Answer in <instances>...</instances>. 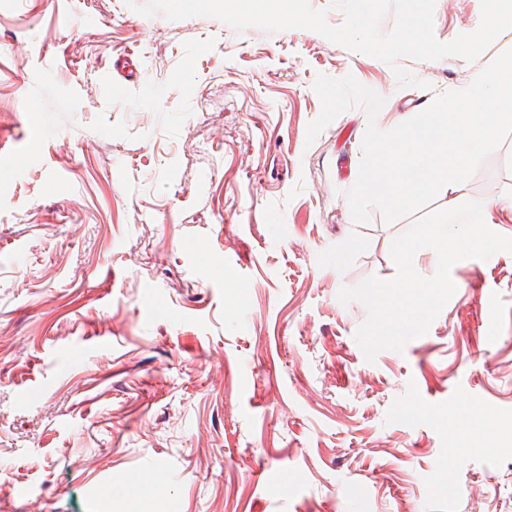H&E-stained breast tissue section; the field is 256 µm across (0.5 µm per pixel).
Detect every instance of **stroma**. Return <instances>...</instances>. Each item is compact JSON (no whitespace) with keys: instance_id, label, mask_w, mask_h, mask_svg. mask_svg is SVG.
<instances>
[{"instance_id":"stroma-1","label":"stroma","mask_w":512,"mask_h":512,"mask_svg":"<svg viewBox=\"0 0 512 512\" xmlns=\"http://www.w3.org/2000/svg\"><path fill=\"white\" fill-rule=\"evenodd\" d=\"M480 20L436 0L440 41ZM479 63L402 59L423 90L310 30L0 0V512H512V254L457 262L429 331L372 362L338 298L395 277L413 222L351 217L368 123ZM320 74L376 120L307 143ZM457 200L512 236V137Z\"/></svg>"}]
</instances>
